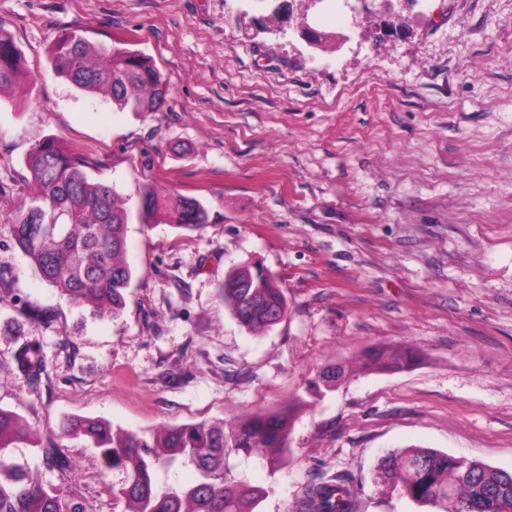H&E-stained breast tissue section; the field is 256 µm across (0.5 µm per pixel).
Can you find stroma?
<instances>
[{"label": "stroma", "instance_id": "35a3bbf8", "mask_svg": "<svg viewBox=\"0 0 512 512\" xmlns=\"http://www.w3.org/2000/svg\"><path fill=\"white\" fill-rule=\"evenodd\" d=\"M367 3L355 22L359 0L311 10L322 51L274 0H0L31 76L0 90V409L73 460L41 476L83 512H124L123 474L60 434L67 417L151 435L295 407L287 465L230 460L267 489L256 512H296L334 476L354 480L359 512H429L380 469L410 447L512 471V0ZM71 28L152 58L162 108L122 111L56 77L49 50ZM50 136L131 215L116 317L61 298L13 243L24 160ZM172 191L206 207L204 230L141 224L142 195ZM246 264L288 302L261 335L217 293ZM31 339L49 373L36 389L13 373ZM407 345L423 353L411 370L364 365Z\"/></svg>", "mask_w": 512, "mask_h": 512}]
</instances>
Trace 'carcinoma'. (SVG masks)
Listing matches in <instances>:
<instances>
[{
  "label": "carcinoma",
  "instance_id": "carcinoma-1",
  "mask_svg": "<svg viewBox=\"0 0 512 512\" xmlns=\"http://www.w3.org/2000/svg\"><path fill=\"white\" fill-rule=\"evenodd\" d=\"M54 75L76 88L104 94L128 112H156L166 102L169 82L155 63L138 51L93 44L82 31L70 30L50 50ZM28 73L11 34L0 26V90H22ZM27 204L12 217L16 245L39 276L68 302L100 318L118 315L126 305L135 268L126 259L129 213L115 191L89 179L88 162L48 137L24 161ZM143 224L167 221L185 231L205 227V209L195 198L153 193L142 199ZM220 296L239 322L252 332L279 323L287 299L274 275L260 265H246L225 278ZM419 359L417 350L379 349L367 366L403 371ZM15 372L30 386L48 377L41 346L27 342L14 355ZM294 408L259 411L229 424L207 421L169 426L154 438L114 428L104 420L67 418L61 434L100 451L109 469L124 474L116 497L125 512H254L267 490L231 476V454L265 449L268 462H285ZM31 427L0 410V512H81L61 487L33 477L14 451L34 446ZM42 465L64 475L71 460L52 444L39 448ZM190 466L196 477L187 485H161L156 472L174 464ZM383 470L393 489L438 512H512V471L467 461L428 448H409L386 456ZM298 512H359V493L347 477L308 484Z\"/></svg>",
  "mask_w": 512,
  "mask_h": 512
}]
</instances>
